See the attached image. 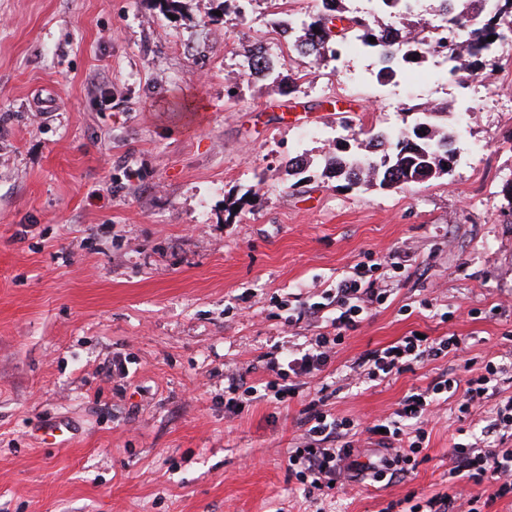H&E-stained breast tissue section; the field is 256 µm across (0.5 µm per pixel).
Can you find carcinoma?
<instances>
[{
  "instance_id": "1",
  "label": "carcinoma",
  "mask_w": 512,
  "mask_h": 512,
  "mask_svg": "<svg viewBox=\"0 0 512 512\" xmlns=\"http://www.w3.org/2000/svg\"><path fill=\"white\" fill-rule=\"evenodd\" d=\"M344 0H324L311 8L309 20L297 28L299 54L317 63L340 59L339 48L346 40L377 55L381 68L378 76L390 79L403 67L413 65L433 54L452 62L449 73L462 80L481 75L484 54L493 45L491 35L503 42L512 38V0H438L437 9L446 11L443 27L448 36H432L422 19L398 7V0H372V12L350 15ZM335 19H346L349 26L333 31ZM376 42L369 41V37ZM284 66H272L260 48L251 51L248 79L253 72L263 77L282 74ZM450 106L439 104L419 109L412 124L396 132H374L360 143L361 151L351 150L349 142L335 143L325 169L343 180L346 186L393 188L438 179L453 167L454 136L443 130L441 117Z\"/></svg>"
}]
</instances>
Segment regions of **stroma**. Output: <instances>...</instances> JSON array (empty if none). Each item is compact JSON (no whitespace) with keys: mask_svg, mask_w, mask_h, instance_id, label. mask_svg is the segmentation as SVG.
Wrapping results in <instances>:
<instances>
[{"mask_svg":"<svg viewBox=\"0 0 512 512\" xmlns=\"http://www.w3.org/2000/svg\"><path fill=\"white\" fill-rule=\"evenodd\" d=\"M217 2L174 20L152 0H0V512H405L447 492L453 443L512 397L499 385L463 423L460 395L441 403L403 481L311 494L287 467L304 399L225 413V372L271 380L269 355L336 315L300 310L357 275L391 294L315 379L331 413L366 425L436 377L512 361V108L494 94L512 60L489 57L476 90L441 58L379 81L362 51L292 53L295 86L251 83L252 46L308 0L205 22ZM432 100L454 107L447 177L345 190L324 173L334 140ZM413 331L467 356L352 382L361 354Z\"/></svg>","mask_w":512,"mask_h":512,"instance_id":"obj_1","label":"stroma"}]
</instances>
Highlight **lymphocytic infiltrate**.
Listing matches in <instances>:
<instances>
[{
  "label": "lymphocytic infiltrate",
  "instance_id": "obj_1",
  "mask_svg": "<svg viewBox=\"0 0 512 512\" xmlns=\"http://www.w3.org/2000/svg\"><path fill=\"white\" fill-rule=\"evenodd\" d=\"M386 294V289L375 287L370 281L355 278L339 281L336 285L339 312L332 320L334 334H318L298 353L271 357L267 368L274 378L267 381L264 388L280 402L298 397L327 366L342 339V331L356 327L375 306L383 304ZM461 344V338L455 335L424 339L405 336L386 348L362 354L353 372L361 381L382 380L410 370L415 364L444 351H460ZM511 373L512 368L490 360L484 373L468 379L465 385H458L452 379H440L407 396L392 416L376 420L367 428L368 434L378 437L380 444L394 451L392 457L381 458L376 463L356 462L354 450L359 431L353 419L312 408L298 445L288 452V470L300 484L311 489L343 487L356 473L376 480L386 476L407 477L423 449L427 437L424 424L434 406L460 389L464 395L458 411L461 415H470L490 391L496 390L499 381ZM496 426L500 447L453 443L449 490L428 498L427 512H471L475 498L468 495L467 489L472 485H489L496 498L512 494V448L507 445L512 438V398L497 406Z\"/></svg>",
  "mask_w": 512,
  "mask_h": 512
}]
</instances>
